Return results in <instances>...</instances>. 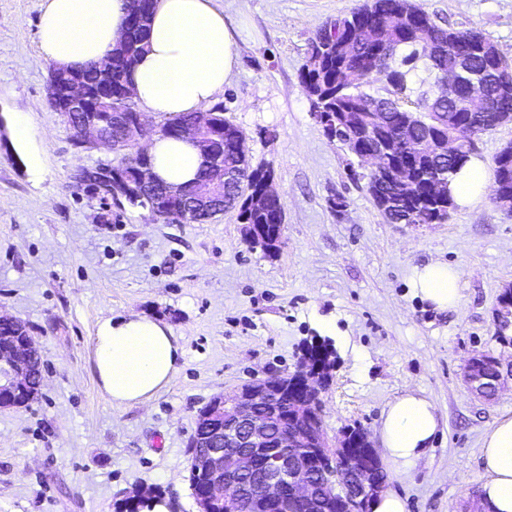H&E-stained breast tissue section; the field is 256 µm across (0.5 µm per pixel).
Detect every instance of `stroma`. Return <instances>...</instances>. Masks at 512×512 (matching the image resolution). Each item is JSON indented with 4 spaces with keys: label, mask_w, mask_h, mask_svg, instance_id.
Instances as JSON below:
<instances>
[{
    "label": "stroma",
    "mask_w": 512,
    "mask_h": 512,
    "mask_svg": "<svg viewBox=\"0 0 512 512\" xmlns=\"http://www.w3.org/2000/svg\"><path fill=\"white\" fill-rule=\"evenodd\" d=\"M359 0H217L238 67L216 101L246 132L253 163L270 165L284 202L277 255L248 244L231 210L203 224L153 222L104 209L73 183L113 162L83 151L47 103L52 64L37 46L42 0H0V312L24 321L43 366L39 398L0 409V512H116L158 488L197 512L188 444L200 410L268 371L294 368L306 341L336 349L322 395L324 431L376 435L390 401L422 391L444 425L415 466L387 473L406 512H474L479 449L512 410V381L486 401L463 372L476 353L512 362L494 310L512 286V217L484 193L442 224H391L350 154L314 117L299 73L311 39ZM439 24L476 28L512 58V0H417ZM26 117L29 134L13 129ZM460 275L457 309L438 312L408 286L416 266ZM145 314L184 350L154 400L113 407L91 367L100 321Z\"/></svg>",
    "instance_id": "stroma-1"
}]
</instances>
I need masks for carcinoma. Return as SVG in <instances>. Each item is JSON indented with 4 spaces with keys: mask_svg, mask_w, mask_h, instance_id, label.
Listing matches in <instances>:
<instances>
[{
    "mask_svg": "<svg viewBox=\"0 0 512 512\" xmlns=\"http://www.w3.org/2000/svg\"><path fill=\"white\" fill-rule=\"evenodd\" d=\"M149 25L127 34L125 54L112 58V100L99 103V115L136 112L135 100L124 90L133 64L147 46ZM464 69V80L481 78L486 84L482 98H472L459 88L444 92L439 81L450 70ZM362 68L382 82L381 90L369 91L371 79L359 83L346 80L350 71ZM300 81L311 102L315 118L320 113H339L340 129L336 141L356 155L387 144L389 166L398 160L411 165L410 182L396 184L389 174L367 175L366 189L378 210L392 224H441L448 219V200L438 202L430 193L431 183H450L453 176L474 155L464 146L458 156L450 157L437 149V142L464 124L470 115L493 117L497 112H512V59L497 50V44L478 29L458 30L438 24L413 0H364L347 16L327 22L311 41ZM68 81L65 73L54 76L48 87L52 111L66 112L63 94ZM213 117L207 132H224V168L237 175L240 216L245 224L274 229L282 204L271 203L264 209L246 204V193L261 188L271 177V168L253 166L236 153L234 135L238 127L224 117V108H211ZM356 112H380L383 124L367 121L353 123ZM413 139L414 153L403 149L405 138ZM493 201L512 215V189L494 190ZM29 337L21 320H0V342H21ZM29 386L13 396L11 403L26 406L40 394L41 362L35 358L28 367ZM163 503L168 512H177V504L159 489L148 490L137 498L123 500L121 512H152Z\"/></svg>",
    "mask_w": 512,
    "mask_h": 512,
    "instance_id": "carcinoma-1",
    "label": "carcinoma"
}]
</instances>
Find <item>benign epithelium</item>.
<instances>
[{"label":"benign epithelium","mask_w":512,"mask_h":512,"mask_svg":"<svg viewBox=\"0 0 512 512\" xmlns=\"http://www.w3.org/2000/svg\"><path fill=\"white\" fill-rule=\"evenodd\" d=\"M64 95L72 112L85 111L91 100L79 73L70 76ZM210 119L209 112L197 113L183 126L182 134L196 139L215 178L213 185L222 187L227 196L234 198V175L224 172V156L215 144L219 136H206L202 132ZM118 121L123 125L119 140L107 138L102 123L95 118L71 122L69 127L74 141L84 149L105 146L115 152L128 143L145 153L140 140L151 128L146 113L122 115ZM76 179L96 195L118 204L134 189L154 187L146 164L134 170L115 163L93 170L82 168ZM277 197L279 194L268 180L262 190L248 198L247 204L261 208ZM227 209V204L213 202L208 194L189 197L169 189L154 194L150 215L163 214L176 223H188L200 214L213 218ZM312 344L320 348L326 362H311L304 347L302 364L294 370L271 374L229 395L215 396L205 407L202 418L220 420L224 426L212 438H197L193 442L191 467L196 472L207 473L211 482L209 492L195 498L198 512H212L213 502L221 498L224 512H275L290 498L306 512H326L322 508L326 482L315 480V476H325L327 471L301 467L299 461L304 451L308 452L307 459L318 465L334 458L341 463L346 482L334 485L331 512H367L368 502L384 490V482L378 479L375 467L378 453L369 435L364 433L351 444L337 445L330 441L322 423L314 416L315 399L321 398L327 382L333 378L336 351L327 339H315ZM32 349L29 343L6 352L0 350V392L1 384L7 379L15 384L26 383L25 362Z\"/></svg>","instance_id":"7a95c632"}]
</instances>
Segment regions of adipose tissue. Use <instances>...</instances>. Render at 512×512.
<instances>
[{
  "label": "adipose tissue",
  "mask_w": 512,
  "mask_h": 512,
  "mask_svg": "<svg viewBox=\"0 0 512 512\" xmlns=\"http://www.w3.org/2000/svg\"><path fill=\"white\" fill-rule=\"evenodd\" d=\"M128 0H43L38 28L41 56L65 66L103 61L122 38ZM233 35L215 0H154L147 51L134 64V99L152 116L207 110L237 64ZM157 181L180 187L195 181L204 156L188 137L152 136L146 143ZM488 174L470 159L452 178L456 205L484 193ZM409 286L439 312L457 309V271L442 262L415 267ZM184 351L162 321L119 315L101 321L92 338L93 370L114 407L146 403L172 382ZM441 428L433 402L408 390L384 409L380 442L386 457L405 468L424 457ZM479 499L482 512H512V413L499 416L481 446Z\"/></svg>",
  "instance_id": "adipose-tissue-1"
}]
</instances>
